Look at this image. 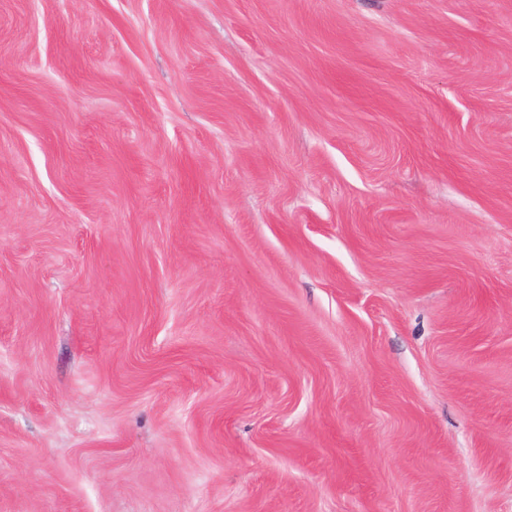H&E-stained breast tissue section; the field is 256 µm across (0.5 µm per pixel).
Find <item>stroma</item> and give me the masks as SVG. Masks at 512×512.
<instances>
[{"label":"stroma","instance_id":"35a3bbf8","mask_svg":"<svg viewBox=\"0 0 512 512\" xmlns=\"http://www.w3.org/2000/svg\"><path fill=\"white\" fill-rule=\"evenodd\" d=\"M0 512H512V0H0Z\"/></svg>","mask_w":512,"mask_h":512}]
</instances>
